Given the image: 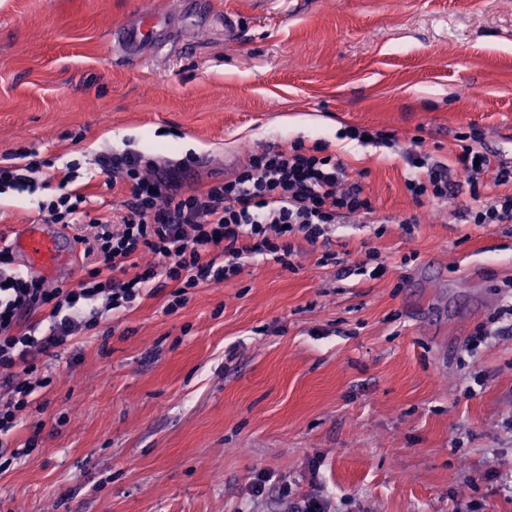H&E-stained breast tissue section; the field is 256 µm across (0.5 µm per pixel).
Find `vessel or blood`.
I'll list each match as a JSON object with an SVG mask.
<instances>
[{"instance_id":"vessel-or-blood-1","label":"vessel or blood","mask_w":512,"mask_h":512,"mask_svg":"<svg viewBox=\"0 0 512 512\" xmlns=\"http://www.w3.org/2000/svg\"><path fill=\"white\" fill-rule=\"evenodd\" d=\"M181 10L180 0H170L166 9L140 11L133 21L113 31V49L136 59L162 52L174 39ZM10 248L33 268L50 272L64 270L71 275L77 270V248L60 225L52 228L41 224L24 225Z\"/></svg>"}]
</instances>
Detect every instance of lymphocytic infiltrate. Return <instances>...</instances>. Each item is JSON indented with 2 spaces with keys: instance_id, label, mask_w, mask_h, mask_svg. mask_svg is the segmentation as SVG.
I'll return each mask as SVG.
<instances>
[{
  "instance_id": "obj_1",
  "label": "lymphocytic infiltrate",
  "mask_w": 512,
  "mask_h": 512,
  "mask_svg": "<svg viewBox=\"0 0 512 512\" xmlns=\"http://www.w3.org/2000/svg\"><path fill=\"white\" fill-rule=\"evenodd\" d=\"M461 150L451 163L433 160L414 139L407 160L405 187L419 203L447 198L452 172H459L475 204L469 223H512V161L488 150L481 131L459 137ZM13 163L0 164V194L36 192L40 162L28 151ZM101 173L128 185L130 196L108 218H91L82 194L71 191L79 176L77 163L66 166L60 193L40 203L48 223L67 227L93 224L88 248L93 268L75 283L54 289L19 271L6 270L8 250H0V370L8 373L11 398L0 405V473L19 456L9 450L7 435L20 424L21 413L53 377L40 373L38 356L56 355L71 345L78 331L94 326L100 312L128 309L142 296H153L174 283L167 308L176 310L189 290L221 284L237 276L244 259L256 254L293 269L295 238L309 245L326 239L334 224L380 218L362 185V172H350L340 158L306 151L301 142L289 147L250 150L236 177L189 192L179 166L136 152L106 153L97 159ZM47 312V335L18 327L21 315Z\"/></svg>"
}]
</instances>
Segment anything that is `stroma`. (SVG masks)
<instances>
[{
  "label": "stroma",
  "instance_id": "1",
  "mask_svg": "<svg viewBox=\"0 0 512 512\" xmlns=\"http://www.w3.org/2000/svg\"><path fill=\"white\" fill-rule=\"evenodd\" d=\"M164 2L0 0V160L36 151L52 181L0 196V237L43 223L74 159L108 217L129 189L101 153L180 163L190 192L296 139L364 172L388 222L297 240L292 271L246 259L172 313L161 290L43 358L57 380L8 437L23 455L0 512H289L305 493L331 512H512V224L466 223L468 189L420 207L405 188L413 137L444 163L473 126L512 152V0H209L172 50L114 55L113 28ZM409 213L412 231L390 221Z\"/></svg>",
  "mask_w": 512,
  "mask_h": 512
}]
</instances>
